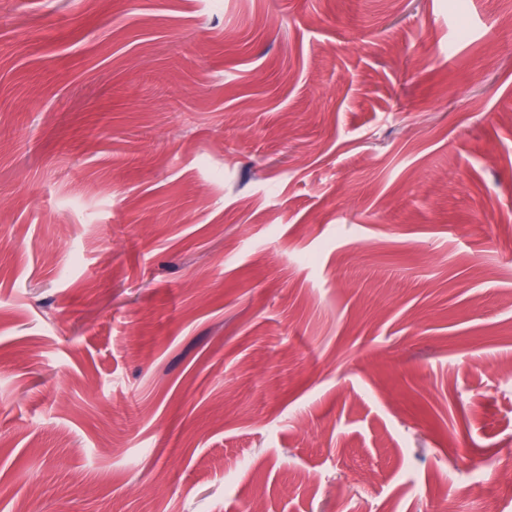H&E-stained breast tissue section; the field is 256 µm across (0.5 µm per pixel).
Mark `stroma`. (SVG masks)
I'll use <instances>...</instances> for the list:
<instances>
[{"instance_id": "obj_1", "label": "stroma", "mask_w": 512, "mask_h": 512, "mask_svg": "<svg viewBox=\"0 0 512 512\" xmlns=\"http://www.w3.org/2000/svg\"><path fill=\"white\" fill-rule=\"evenodd\" d=\"M508 444L512 0H0V512H435Z\"/></svg>"}]
</instances>
